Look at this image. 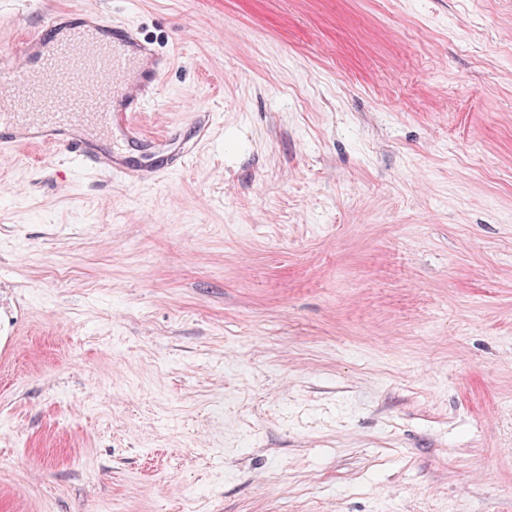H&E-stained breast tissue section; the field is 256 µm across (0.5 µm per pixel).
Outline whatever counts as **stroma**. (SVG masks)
<instances>
[{
    "label": "stroma",
    "mask_w": 512,
    "mask_h": 512,
    "mask_svg": "<svg viewBox=\"0 0 512 512\" xmlns=\"http://www.w3.org/2000/svg\"><path fill=\"white\" fill-rule=\"evenodd\" d=\"M71 7L213 131L0 159V512H512V0Z\"/></svg>",
    "instance_id": "stroma-1"
}]
</instances>
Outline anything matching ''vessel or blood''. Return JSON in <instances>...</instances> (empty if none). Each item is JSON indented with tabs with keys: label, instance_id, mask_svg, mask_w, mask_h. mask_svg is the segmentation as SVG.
Here are the masks:
<instances>
[{
	"label": "vessel or blood",
	"instance_id": "b4317fda",
	"mask_svg": "<svg viewBox=\"0 0 512 512\" xmlns=\"http://www.w3.org/2000/svg\"><path fill=\"white\" fill-rule=\"evenodd\" d=\"M69 17L58 11L16 48H0V156L26 144L65 151L121 179L170 177L179 161L145 169L114 151L112 139L146 141L137 118L162 99L171 57L110 15L80 24Z\"/></svg>",
	"mask_w": 512,
	"mask_h": 512
}]
</instances>
